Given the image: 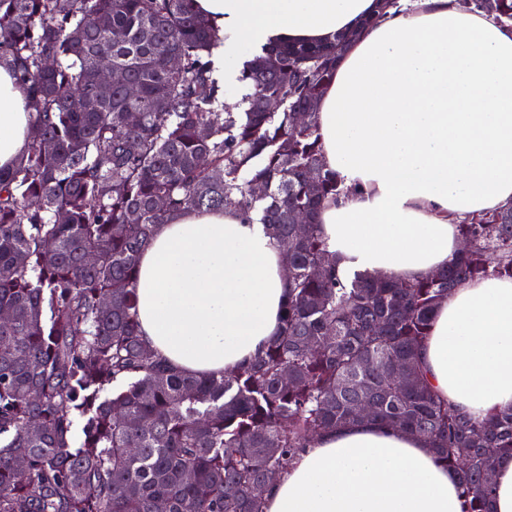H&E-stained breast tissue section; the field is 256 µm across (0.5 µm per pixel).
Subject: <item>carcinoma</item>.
Instances as JSON below:
<instances>
[{
    "instance_id": "obj_1",
    "label": "carcinoma",
    "mask_w": 512,
    "mask_h": 512,
    "mask_svg": "<svg viewBox=\"0 0 512 512\" xmlns=\"http://www.w3.org/2000/svg\"><path fill=\"white\" fill-rule=\"evenodd\" d=\"M491 14L512 21V0ZM371 23L244 61L230 112L193 0H0V66L34 113L26 155L0 170V512H264L255 485L362 421V398L368 421L458 471L463 512H491L512 408L475 421L449 407L419 350L454 288L512 277V206L459 224L466 247L413 282L341 274L315 222L342 193L318 101ZM104 63L137 94L102 83ZM229 204L282 249L281 330L235 371L181 374L139 335L140 254L169 215Z\"/></svg>"
}]
</instances>
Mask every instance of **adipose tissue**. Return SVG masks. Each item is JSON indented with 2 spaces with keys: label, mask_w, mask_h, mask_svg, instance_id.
Wrapping results in <instances>:
<instances>
[{
  "label": "adipose tissue",
  "mask_w": 512,
  "mask_h": 512,
  "mask_svg": "<svg viewBox=\"0 0 512 512\" xmlns=\"http://www.w3.org/2000/svg\"><path fill=\"white\" fill-rule=\"evenodd\" d=\"M223 40L238 103L239 49L329 42L375 23L340 55L318 104L324 166L345 190L316 222L342 267L397 280L446 268L467 215L512 205V27L459 0H194ZM16 74L0 67V169L31 140ZM139 333L173 370L245 366L281 327L288 277L278 243L235 206L185 209L140 256ZM436 394L480 418L512 407V279L464 283L421 349ZM266 512H462L456 469L422 438L357 423L316 438L265 494Z\"/></svg>",
  "instance_id": "ef3b65f1"
}]
</instances>
